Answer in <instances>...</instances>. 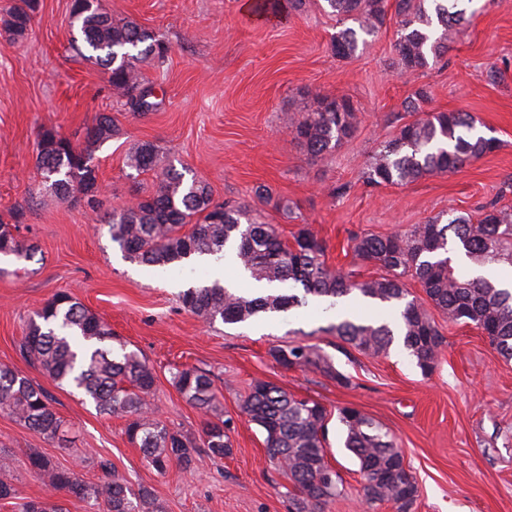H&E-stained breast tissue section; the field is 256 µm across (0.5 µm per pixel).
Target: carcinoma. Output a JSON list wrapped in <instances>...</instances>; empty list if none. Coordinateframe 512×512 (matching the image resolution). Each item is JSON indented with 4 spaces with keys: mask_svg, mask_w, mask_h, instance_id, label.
<instances>
[{
    "mask_svg": "<svg viewBox=\"0 0 512 512\" xmlns=\"http://www.w3.org/2000/svg\"><path fill=\"white\" fill-rule=\"evenodd\" d=\"M305 0H260L253 10L264 18H279ZM336 17L341 29L332 39L339 58L352 56L367 38L375 36L389 11L400 18L396 43L403 73L422 71L429 59L448 50V36L470 21L473 0H314ZM36 0H22L0 21L13 38L24 36ZM72 23L95 61L109 73L113 94L128 111L145 115L158 106L155 87L138 63L162 59L164 41L134 21L115 19L100 0H72ZM429 100L424 88L405 101V111L421 112ZM479 119L469 112H430L403 124L396 134L380 141L364 172L372 187L412 183L426 175L453 172L493 152L498 141L476 135ZM286 129L314 160L325 157L349 139L358 124V109L346 98L322 97L316 109L299 118L286 116ZM119 134L112 115L102 113L86 128L85 147L79 149L56 131L40 134L36 164L48 190L67 201L83 195L92 212L100 208L96 169L91 167L95 149ZM127 166L138 173L152 171L151 186L127 205L105 214L112 242L124 257L153 268H165L194 255L230 256L237 270L254 283L286 284L290 293L253 294L216 280L190 287L179 294L183 307L202 322L227 325L289 312L308 306L309 299L329 302L336 308L347 300L359 303L351 317L336 314L328 327L355 350L380 355L389 351L395 335L424 374L434 369L446 340L418 300L411 296L404 278H414L427 298L454 323L472 324L489 339L504 359H512V289L500 288L485 278L462 273L453 255L462 253L474 265L507 264L512 267V214L490 204L474 220L458 212H441L404 232L389 235L362 233L352 238L354 257L378 266L387 276L357 281L327 265L323 241L307 224L283 241L274 225L263 218L261 206L270 203L268 189L255 190L251 204L213 202L208 184L188 170L177 169L150 142L136 144ZM24 207L13 209L12 224L0 222V254L29 260L37 248L23 245L14 235ZM20 351L59 386H68L88 398L106 415L126 420V435L158 473L172 462L194 471L193 448L212 458L231 453L214 382L208 374L188 368L173 373V384L191 405L211 414L203 427L201 443L193 444L155 417L149 400L154 390V369L138 353L127 350L112 327L84 304L66 293H57L36 313L26 328ZM274 360L297 367L312 366L340 384L349 379L330 358L298 344L278 345ZM0 411H6L51 442H61L64 422L44 389L14 367L0 365ZM242 413L264 434L270 461L288 477L289 496L295 512H324L341 496L343 480L333 472L328 488L321 477L330 468L327 460L328 411L320 402L299 398L278 385L256 380L241 404ZM345 432L344 446L357 459L364 486V506L372 512L387 505L392 512H412L419 489L405 466L403 452L392 436L373 418L356 408L338 410ZM30 465L50 492L67 491L90 504L92 512H163L152 493L133 490L116 477L103 484L81 481L76 473L56 466L39 453Z\"/></svg>",
    "mask_w": 512,
    "mask_h": 512,
    "instance_id": "carcinoma-1",
    "label": "carcinoma"
}]
</instances>
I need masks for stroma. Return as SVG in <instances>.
Segmentation results:
<instances>
[{
    "label": "stroma",
    "instance_id": "stroma-1",
    "mask_svg": "<svg viewBox=\"0 0 512 512\" xmlns=\"http://www.w3.org/2000/svg\"><path fill=\"white\" fill-rule=\"evenodd\" d=\"M244 0H102L117 18L154 31L166 43L162 60L141 70L160 105L135 116L112 93L107 70L76 52L82 37L70 23L71 0H37L24 37L0 29V221L22 204L16 236L36 245L33 260L0 257V364L22 371L48 394L70 443L61 448L0 412V451L12 458L16 502L38 501L47 490L28 459L38 452L91 483H103L109 462L132 489H148L166 512H289L290 484L269 461L260 429L240 410L252 381L321 402L328 412L355 407L380 422L402 448L416 479L413 512H512V360H503L475 326L451 323L428 304L420 284H405L445 336L439 361L422 374L407 355L373 356L329 332L334 312L310 304L307 314H278L266 328L241 323L209 326L183 308L182 287L210 277L207 264L167 270L122 258L104 213L148 188L155 174L129 178L126 158L140 141L155 142L175 166L205 179L214 201L250 202L258 186L273 202L267 223L291 239L307 224L326 243L327 264L361 280L382 271L355 259L352 238L402 231L448 210L480 216L496 204L512 213V0H478L469 24L426 70L401 73L395 47L398 18L388 16L367 45L347 59L334 55L335 17L315 4L276 20L244 10ZM426 111L474 113L498 148L454 173L403 186L373 188L363 172L379 140L412 114L404 101L418 88ZM348 97L359 111L352 137L314 161L282 128L284 113H300L321 97ZM115 116L120 131L95 151L102 185L99 213L41 188L36 166L40 133L57 131L75 146L96 115ZM293 206L294 216L276 209ZM65 292L112 326L115 336L153 367L150 400L169 429L199 442L207 419L172 382L178 368L209 373L225 417L232 452L197 457L194 473L171 464L149 467L126 433V421L96 411L83 396L58 387L20 352L34 313ZM309 345L331 356L345 385L311 367L287 369L273 346ZM328 461L344 494L325 512H363V478L343 445L338 420L329 423Z\"/></svg>",
    "mask_w": 512,
    "mask_h": 512
}]
</instances>
